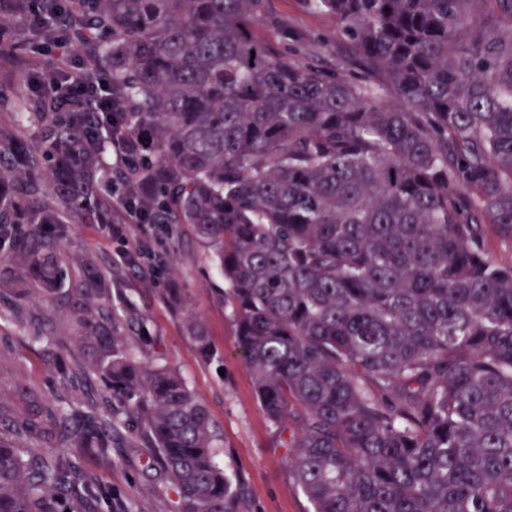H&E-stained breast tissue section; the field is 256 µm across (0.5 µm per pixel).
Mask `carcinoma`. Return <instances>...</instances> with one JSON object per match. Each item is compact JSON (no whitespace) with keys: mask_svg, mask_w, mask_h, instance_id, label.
Listing matches in <instances>:
<instances>
[{"mask_svg":"<svg viewBox=\"0 0 512 512\" xmlns=\"http://www.w3.org/2000/svg\"><path fill=\"white\" fill-rule=\"evenodd\" d=\"M268 0H6L0 53L64 34L105 87L133 153L130 203L186 224L216 261L235 336L312 512H512V0H311L368 76L286 59L255 26ZM68 61L0 126V284L52 295L59 225L105 221L119 176L93 113L62 110ZM395 95L400 107L385 99ZM112 296L93 266L75 298ZM91 373L132 402L177 512H244L217 463L209 412L136 346L117 310L79 315ZM205 358L203 322L188 324ZM65 402L25 423L106 456L121 419ZM113 508L66 455L0 427V512ZM484 245L487 253L502 264L512 263V247L504 245L496 236L491 224H486L484 229Z\"/></svg>","mask_w":512,"mask_h":512,"instance_id":"1","label":"carcinoma"}]
</instances>
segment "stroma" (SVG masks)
Segmentation results:
<instances>
[{"label":"stroma","mask_w":512,"mask_h":512,"mask_svg":"<svg viewBox=\"0 0 512 512\" xmlns=\"http://www.w3.org/2000/svg\"><path fill=\"white\" fill-rule=\"evenodd\" d=\"M336 29L335 16L311 8L307 0H268L256 35L333 68L358 69V58ZM53 60L48 48L18 58L0 56L1 124L14 121V90L23 85L38 93L39 74ZM59 245L64 293L16 303L11 289L0 288V424L21 428L37 406L62 397L80 402L84 412L97 416L119 413L120 440L111 455L82 456L77 466L125 500L131 512H174L166 476L149 459L147 437L130 403L105 397L100 382H93L90 390L74 391L60 379V365L82 364L90 353L66 294L78 287L90 262L111 283L113 302L127 304L144 320L156 340V357L177 368L208 409L221 446V464L242 487L245 512H309L310 504L286 463L281 430L257 401L252 374L237 344L224 278L189 226L173 233L162 224H117L108 229L90 222L88 209L82 208L62 225ZM138 248L155 255L160 263L157 274L129 260V253ZM171 288L182 289L188 309L205 323L213 358L199 353L183 316L168 301ZM39 330L48 335V342L35 341Z\"/></svg>","instance_id":"obj_1"}]
</instances>
